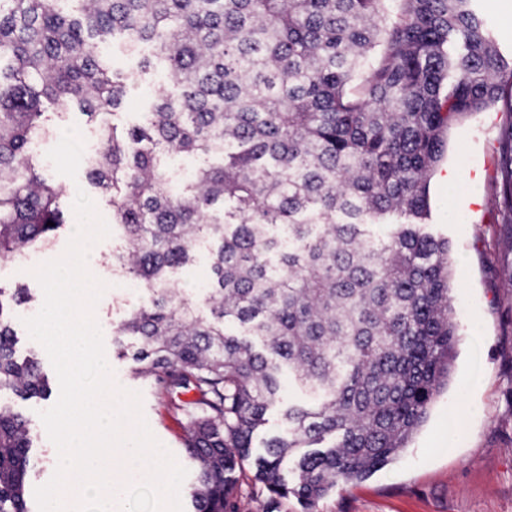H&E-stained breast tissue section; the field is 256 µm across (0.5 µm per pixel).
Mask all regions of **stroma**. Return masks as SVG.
Here are the masks:
<instances>
[{
    "label": "stroma",
    "mask_w": 512,
    "mask_h": 512,
    "mask_svg": "<svg viewBox=\"0 0 512 512\" xmlns=\"http://www.w3.org/2000/svg\"><path fill=\"white\" fill-rule=\"evenodd\" d=\"M103 52L114 69L133 75L130 92L116 121L137 123L165 82V74L139 72V56L120 44ZM512 127V114L488 111L453 125L446 149L429 187L433 229L448 237L452 258L451 304L457 325L456 358L447 387L435 398L427 416L400 456L368 479L340 484L319 501L316 512H512V228L495 202L498 180L497 148L501 132ZM50 172L79 186L93 199L98 213L111 215L106 198L89 186L79 153H68L62 141L41 143ZM462 172L455 199H448L438 181L446 170ZM76 228L68 222L58 230L52 247L31 253L20 262L0 261V286L27 287L38 296L42 289L32 274L40 263L61 256ZM121 241L118 227L98 241L92 256L95 275L107 288L97 303L105 353L114 379L122 388L139 392L144 417L155 437L187 469L180 489L183 512H194L191 491L195 464L182 447L184 420L174 414L153 381L132 376L128 359L118 347L134 350L135 338H117L116 326L127 310L141 301V284L118 276L105 260ZM211 277V248H198L178 270L173 286L198 302ZM40 301L13 305L17 322L16 351L35 359L46 376L44 398H14L13 408L34 425V475L31 486L45 484L56 467V448L38 416L59 396V382L44 348L32 340L23 320L38 312Z\"/></svg>",
    "instance_id": "35a3bbf8"
}]
</instances>
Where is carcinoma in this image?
I'll return each instance as SVG.
<instances>
[{
    "mask_svg": "<svg viewBox=\"0 0 512 512\" xmlns=\"http://www.w3.org/2000/svg\"><path fill=\"white\" fill-rule=\"evenodd\" d=\"M474 0H0V258L46 247L67 223L69 187L36 141L55 138L43 101L101 118L87 163L123 246L112 266L143 303L118 326L137 339L132 373L186 418L196 512H240L237 472L312 512L405 448L448 385L457 328L448 239L424 230L429 182L451 125L512 113V54ZM162 69L141 124L104 119L131 78ZM221 161L180 182L170 153ZM498 204L512 224V129L499 142ZM53 225H48V222ZM217 243L205 298L172 287L201 240ZM0 287V512H29L32 427L12 397L46 394L15 355ZM288 371L308 400L254 438Z\"/></svg>",
    "mask_w": 512,
    "mask_h": 512,
    "instance_id": "1",
    "label": "carcinoma"
}]
</instances>
